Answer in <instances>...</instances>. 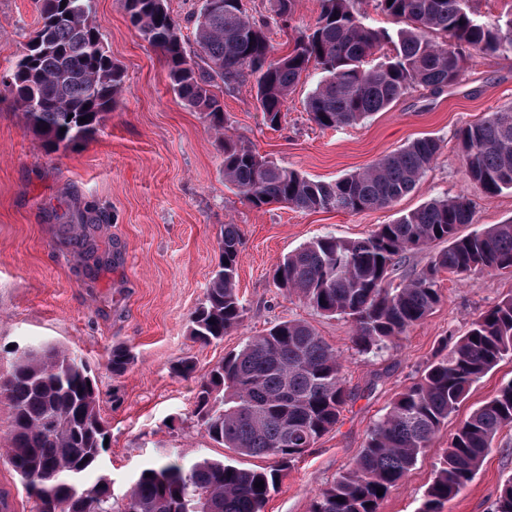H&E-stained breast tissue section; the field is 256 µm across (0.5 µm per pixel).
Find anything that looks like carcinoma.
<instances>
[{"mask_svg":"<svg viewBox=\"0 0 512 512\" xmlns=\"http://www.w3.org/2000/svg\"><path fill=\"white\" fill-rule=\"evenodd\" d=\"M33 2L37 27L6 88L27 129L56 151L82 141L112 111L124 72L104 45L94 0ZM221 2L213 10L211 0H202L194 17L198 50L191 51L167 0H120L132 26L163 58L175 95L220 129L225 117L213 92L218 86L230 90L254 80L263 120L275 128L291 88L313 64L322 79L308 95L306 111L318 126L336 128L385 110L410 89L443 91L475 54L512 52V17L483 20L471 0H376L381 12L404 24L394 35L368 25L353 0H321L314 26L282 55L271 43L270 23L255 21L243 0ZM295 7L296 0H273L272 11L285 25ZM438 35L444 41H436ZM386 44L394 46V55L366 67ZM458 140L470 181L490 197L512 189V109L461 128ZM221 151L224 181L256 208L284 203L299 210L359 212L410 192L430 168L438 144L415 139L330 183L281 167L239 140L224 139ZM474 216L462 196L435 199L366 238L328 235L309 242L276 265L273 279L322 314L350 318L359 349L379 348L440 303V272L512 275V223L461 233ZM81 222L75 245L91 256L94 218ZM434 243L443 248L425 266L399 286L385 287L407 252ZM239 245L237 225H224L218 269L190 317V335L200 344L223 340L243 320L236 291ZM508 356L511 294L396 395L351 467L315 495L310 512H378L383 497L377 489L387 493L407 476L471 386ZM133 361L129 348L117 346L107 367L121 376ZM341 371L336 350L305 323L282 322L249 338L198 381L192 414L214 443L238 455L265 456L272 465L258 470L168 456L145 469L118 501L106 477L85 483L98 470L109 436L91 368L54 346L25 351L0 375V397L12 409L3 460L34 498V512H264L291 464L336 427L348 397ZM506 426H512V381L459 424L418 512H440L472 482ZM260 481L261 489L255 487ZM492 512H512V477L503 482Z\"/></svg>","mask_w":512,"mask_h":512,"instance_id":"cac0c4a2","label":"carcinoma"}]
</instances>
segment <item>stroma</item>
Segmentation results:
<instances>
[{
    "mask_svg": "<svg viewBox=\"0 0 512 512\" xmlns=\"http://www.w3.org/2000/svg\"><path fill=\"white\" fill-rule=\"evenodd\" d=\"M320 0H297L289 26H272L286 53L314 24ZM104 44L124 71V90L97 130L65 149L48 151L30 132L0 85V372L15 352L55 345L85 360L100 390L99 410L110 446L100 474L122 499L141 471L174 453L184 461L226 459L246 467L267 459L220 447L192 415L193 380L174 373L182 359L205 374L248 337L284 321L308 323L336 350L348 392L336 427L299 457L271 492L265 512H309L316 493L332 484L363 448L395 395L415 382L446 339L466 331L484 311L512 294V277L488 271L444 272L439 305L387 347L362 352L353 326L277 288L275 265L322 236L358 239L433 199L466 197L475 233L512 220V190L486 196L464 171L457 133L465 125L512 107V53L473 57L459 81L442 92L409 90L386 111L352 126L321 128L305 100L321 74L304 72L278 127H268L253 82L218 89L224 134L174 94L159 54L133 27L119 0H94ZM37 25L33 0H0V77L8 75ZM231 135L274 163L322 182L362 171L421 137L439 153L413 190L394 205L358 213L302 211L282 204L252 207L224 181L222 135ZM98 215L94 239L102 261L80 255L70 240L82 215ZM237 225L240 326L222 341L201 345L190 336V315L203 302L217 268L225 225ZM134 362L112 375L113 347ZM512 381V357L473 385L407 477L379 512H417L436 463L461 421ZM512 476V427L498 435L481 470L442 512H491Z\"/></svg>",
    "mask_w": 512,
    "mask_h": 512,
    "instance_id": "stroma-1",
    "label": "stroma"
}]
</instances>
